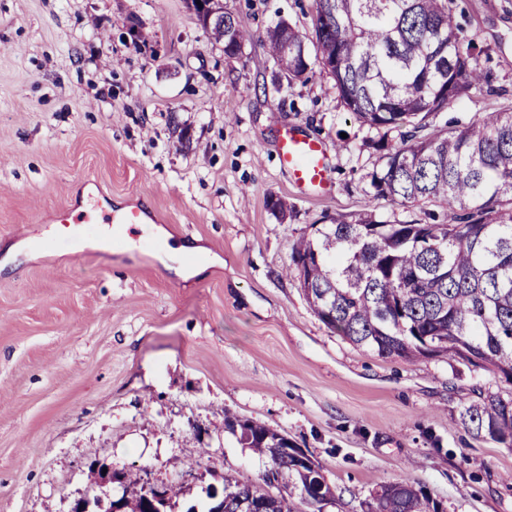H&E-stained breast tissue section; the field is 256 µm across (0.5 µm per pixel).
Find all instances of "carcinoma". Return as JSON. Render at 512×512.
<instances>
[{"instance_id":"1","label":"carcinoma","mask_w":512,"mask_h":512,"mask_svg":"<svg viewBox=\"0 0 512 512\" xmlns=\"http://www.w3.org/2000/svg\"><path fill=\"white\" fill-rule=\"evenodd\" d=\"M313 35L280 21L266 46L286 80L316 64L334 82L346 111L370 130L380 166L374 196L429 205L447 221L389 224L364 212L336 217L299 238L286 273L314 314L354 345L382 358L446 357L499 373L512 382V108L469 123L434 128L430 118L473 91L492 89L474 61L473 40L447 0H313ZM235 58L249 34L233 13L202 25ZM411 127L392 145L388 135ZM461 423L477 438L512 443V397L478 393ZM239 442L267 459L255 482L224 474L222 487L201 489L186 512H298L292 490L317 512L335 497L321 466L285 449L283 438L248 419L225 418ZM102 471L89 469L85 512H111L99 492ZM122 512H167L168 503L131 473L122 475ZM367 512H440L413 482L383 485Z\"/></svg>"}]
</instances>
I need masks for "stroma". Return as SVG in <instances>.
Here are the masks:
<instances>
[{
    "instance_id": "1",
    "label": "stroma",
    "mask_w": 512,
    "mask_h": 512,
    "mask_svg": "<svg viewBox=\"0 0 512 512\" xmlns=\"http://www.w3.org/2000/svg\"><path fill=\"white\" fill-rule=\"evenodd\" d=\"M224 6L252 34L230 61L186 0H0V512H71L95 461L170 489L171 512H185L225 474L251 482L265 469L228 416L319 463L336 494L324 512H363L401 481L441 512H512V445L459 419L479 391L507 397L512 383L356 347L285 276L293 243L336 215L424 214L374 197L371 133L321 70L279 76L266 31L284 20L311 34L312 0ZM450 6L494 90L456 100L439 126L512 104V0ZM286 127L322 139L328 193L281 168ZM88 180L113 201L150 203V249L99 255L80 233L44 247L53 213ZM167 234L198 246L183 265L204 273L165 268Z\"/></svg>"
}]
</instances>
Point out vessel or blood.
<instances>
[{
	"instance_id": "b4317fda",
	"label": "vessel or blood",
	"mask_w": 512,
	"mask_h": 512,
	"mask_svg": "<svg viewBox=\"0 0 512 512\" xmlns=\"http://www.w3.org/2000/svg\"><path fill=\"white\" fill-rule=\"evenodd\" d=\"M277 150L280 162L293 183L299 186L329 185L325 148L319 138L287 128L278 137ZM53 221L57 224L82 225L84 235L96 238L100 235V225L113 222L144 224L148 221V215L140 207L119 214L113 213L111 199L90 189L82 193L76 205L58 211Z\"/></svg>"
}]
</instances>
